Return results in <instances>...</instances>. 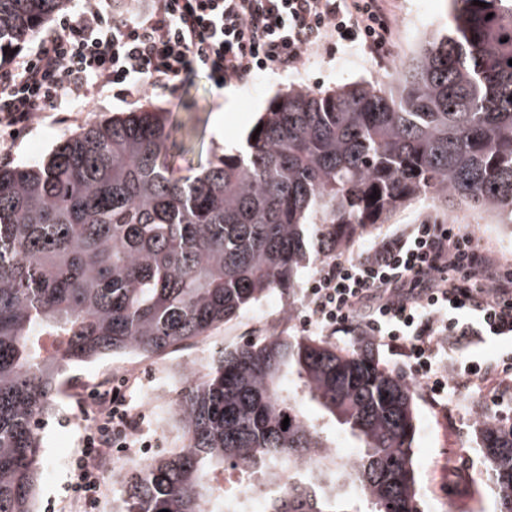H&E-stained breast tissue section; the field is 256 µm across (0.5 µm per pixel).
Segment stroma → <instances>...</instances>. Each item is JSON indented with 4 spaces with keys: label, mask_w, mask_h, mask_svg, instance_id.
<instances>
[{
    "label": "stroma",
    "mask_w": 512,
    "mask_h": 512,
    "mask_svg": "<svg viewBox=\"0 0 512 512\" xmlns=\"http://www.w3.org/2000/svg\"><path fill=\"white\" fill-rule=\"evenodd\" d=\"M385 5L394 25L380 58H372L361 47L336 40L310 55L295 72L263 74L248 84L224 89L215 88L199 74L178 95L147 96V103L169 112L173 121L187 123L192 129L191 134L176 135V146L171 151L175 166L184 170L196 168L222 154L229 144L244 143L270 101L280 93L292 89L324 91L359 82L387 80L399 61L415 54L425 32L446 26L450 19V0H385ZM136 107V102L126 100L118 88H107L91 111L65 112L59 119L47 118L36 123L15 143L10 162L42 164L64 136ZM218 112L224 115V138L220 141L213 133V118ZM427 216L452 219L453 223L473 232L480 245L501 266L512 268V225L488 220L486 213L461 203L450 208L424 199L398 208L388 223L376 225L369 235L347 247L345 253L360 256L382 238L419 223ZM314 274V268L301 269L296 288L272 291L210 336L168 354V361L191 358L200 349L212 357L223 349L261 339L274 331L292 337H323L330 345L354 348L353 337L327 338L322 331L300 329L299 323L306 314V288ZM125 363V358L115 357L79 365L65 373L62 395L56 398L52 412L40 422L43 468L50 471L51 476L40 481L38 512H53L65 495L64 488L70 480L68 460L78 446L85 416L94 414L97 407L94 388L99 371ZM145 397L142 390L128 395V407L138 420L143 439L154 448L182 447L181 425H173L166 434L152 429ZM489 408V395L477 392L471 393L462 407L435 394L417 400L413 458L417 468L418 512H445L448 503L459 501L465 502V512H499L493 479L478 452L480 428Z\"/></svg>",
    "instance_id": "obj_1"
}]
</instances>
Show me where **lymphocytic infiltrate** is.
I'll return each instance as SVG.
<instances>
[{"label": "lymphocytic infiltrate", "mask_w": 512, "mask_h": 512, "mask_svg": "<svg viewBox=\"0 0 512 512\" xmlns=\"http://www.w3.org/2000/svg\"><path fill=\"white\" fill-rule=\"evenodd\" d=\"M111 0H75L34 53L0 67V154L62 106L87 107L120 87L131 100L172 93L192 75L242 85L256 75L296 69L333 38L376 54L392 28L382 0H149L112 11ZM303 327L384 343L411 363L429 392L462 399L480 388H512V352L473 353L512 340V271L461 225L426 219L384 237L360 257L324 266L306 291ZM99 401L72 459L66 500L96 512L97 459L126 447Z\"/></svg>", "instance_id": "f902f5d3"}]
</instances>
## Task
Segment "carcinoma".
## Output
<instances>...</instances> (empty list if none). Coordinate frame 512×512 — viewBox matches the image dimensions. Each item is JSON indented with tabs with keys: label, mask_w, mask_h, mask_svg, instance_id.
<instances>
[{
	"label": "carcinoma",
	"mask_w": 512,
	"mask_h": 512,
	"mask_svg": "<svg viewBox=\"0 0 512 512\" xmlns=\"http://www.w3.org/2000/svg\"><path fill=\"white\" fill-rule=\"evenodd\" d=\"M452 0L448 31L394 86L290 90L256 139L185 173L178 126L148 105L0 166V512H36L42 438L71 364L174 352L422 198L512 223V0ZM70 0H0V62ZM491 19H486L487 14ZM375 199H370L371 194ZM359 442L344 462L298 398ZM185 445L122 481L115 512H224L227 469L274 482L315 468L265 512H414L415 392L367 347L270 335L212 358L176 402ZM289 418L287 429L282 421ZM479 451L512 512V428Z\"/></svg>",
	"instance_id": "1"
}]
</instances>
